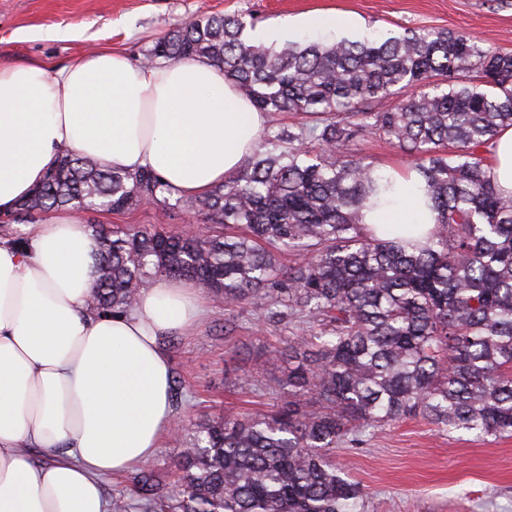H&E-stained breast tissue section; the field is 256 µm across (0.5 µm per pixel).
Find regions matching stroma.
Returning <instances> with one entry per match:
<instances>
[{
  "instance_id": "1",
  "label": "stroma",
  "mask_w": 512,
  "mask_h": 512,
  "mask_svg": "<svg viewBox=\"0 0 512 512\" xmlns=\"http://www.w3.org/2000/svg\"><path fill=\"white\" fill-rule=\"evenodd\" d=\"M209 14L251 16L259 27L288 20L292 41L335 40V33L298 26L302 15L318 14L357 19L359 40L407 28L447 29L512 53V0H0V64L59 63L102 48L138 62L158 37ZM354 149L385 170L409 166L405 153L375 136L357 138ZM82 220L91 229L140 224L178 234L190 228L188 214L152 203L122 213L87 210ZM208 308L189 334L165 346L174 377L188 390L180 410L187 428L227 409H274L277 398L256 396L249 385L278 375L268 352L298 332L260 324L249 304ZM225 323L226 336L218 332ZM335 454L364 488L366 512H512V437L450 435L417 418L375 430Z\"/></svg>"
}]
</instances>
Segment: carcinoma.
Masks as SVG:
<instances>
[{
    "mask_svg": "<svg viewBox=\"0 0 512 512\" xmlns=\"http://www.w3.org/2000/svg\"><path fill=\"white\" fill-rule=\"evenodd\" d=\"M252 27L198 17L159 37L143 64L208 59L258 111L308 121L267 132L238 172L194 198L151 169H104L67 151L15 210L28 223L148 202L224 226L204 237L135 224L96 232L88 307L98 314L127 312L165 276L308 325L273 351L282 374L261 386L288 401L196 422L181 482L161 484L147 462L112 512H365L336 448L414 418L512 435V196L496 190L484 157L512 126V54L428 29L265 47L246 39ZM366 134L413 157L436 213L425 243L365 231V204L392 189L353 149ZM284 252L296 256L287 268Z\"/></svg>",
    "mask_w": 512,
    "mask_h": 512,
    "instance_id": "cac0c4a2",
    "label": "carcinoma"
}]
</instances>
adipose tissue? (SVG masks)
Masks as SVG:
<instances>
[{
    "instance_id": "adipose-tissue-1",
    "label": "adipose tissue",
    "mask_w": 512,
    "mask_h": 512,
    "mask_svg": "<svg viewBox=\"0 0 512 512\" xmlns=\"http://www.w3.org/2000/svg\"><path fill=\"white\" fill-rule=\"evenodd\" d=\"M268 122L222 66L204 58L146 66L93 50L45 67L0 65V213L64 151L106 169L155 170L179 194L223 183ZM362 220L378 237H420L435 213L416 173ZM0 241V512H112L103 481L152 459L174 419L172 363L160 337L203 316L201 291L156 279L127 313L92 312L98 243L79 213ZM53 455L36 464L33 449Z\"/></svg>"
}]
</instances>
